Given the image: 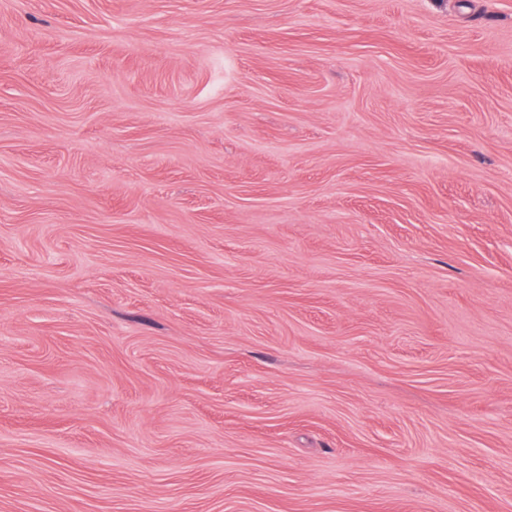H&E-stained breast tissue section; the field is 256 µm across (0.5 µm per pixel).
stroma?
Segmentation results:
<instances>
[{"instance_id": "1", "label": "stroma", "mask_w": 512, "mask_h": 512, "mask_svg": "<svg viewBox=\"0 0 512 512\" xmlns=\"http://www.w3.org/2000/svg\"><path fill=\"white\" fill-rule=\"evenodd\" d=\"M0 512H512V0H0Z\"/></svg>"}]
</instances>
